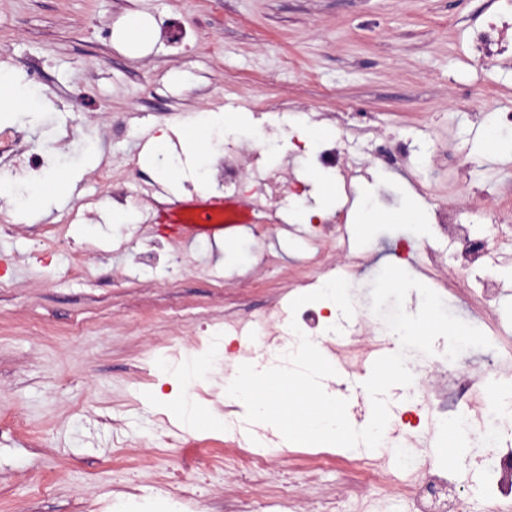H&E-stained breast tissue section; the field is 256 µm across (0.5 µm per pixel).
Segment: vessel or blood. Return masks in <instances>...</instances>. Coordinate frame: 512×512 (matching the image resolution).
<instances>
[{"mask_svg":"<svg viewBox=\"0 0 512 512\" xmlns=\"http://www.w3.org/2000/svg\"><path fill=\"white\" fill-rule=\"evenodd\" d=\"M218 212L225 214L224 223L213 222L212 216ZM165 221L174 225L178 234L191 238L204 234L212 238L229 235L234 228L252 223L253 218L244 213L235 197L224 196L175 202L167 208Z\"/></svg>","mask_w":512,"mask_h":512,"instance_id":"1","label":"vessel or blood"}]
</instances>
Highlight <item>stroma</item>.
Returning a JSON list of instances; mask_svg holds the SVG:
<instances>
[{
  "label": "stroma",
  "instance_id": "obj_1",
  "mask_svg": "<svg viewBox=\"0 0 512 512\" xmlns=\"http://www.w3.org/2000/svg\"><path fill=\"white\" fill-rule=\"evenodd\" d=\"M501 0H0V66L58 102L56 112L18 114L0 128L14 148L34 156L100 153L85 167L73 198L42 218L0 207V512H111L123 495L119 475L140 468L141 499L182 469L180 442L210 455L233 447L159 412L151 389L169 362L167 345L202 347L230 336L229 321L260 323L264 335L287 331L290 303L335 277L352 286L354 305L370 309V284L384 264L404 269L434 292L439 272L425 250L452 268L456 245L433 231L435 207L455 205L477 232L501 240L495 270L512 267V218L492 221L495 194L512 187V149L491 131L512 113V52L475 55L470 36ZM136 12L153 28L150 48L134 57L116 31ZM247 112L244 132L224 143L240 164L236 196L254 217L273 208L261 193L266 171L305 184L277 210L280 226L245 227L221 253L205 237L180 238L156 221L177 199L223 195L215 180L160 182L162 163L142 154L159 129L212 110ZM334 132L340 160L330 175L335 198L316 206L317 150L300 132ZM405 143V160L389 157ZM373 185L367 223L347 224L349 248H336L325 225L354 213L359 190ZM127 194L133 223L116 224L115 189ZM390 249L387 263L374 255ZM321 254L323 268L303 264ZM486 274L476 265L453 279L448 308L481 330L487 348L463 352L470 377L488 367L491 346L512 337V281L502 280L496 311L477 316ZM231 337V336H230ZM234 339V338H233ZM228 361L212 360L204 403L224 409V378L258 354L236 338ZM336 370L327 393L347 387L349 407L365 397L369 363ZM160 396L176 402L170 385ZM298 448H278L266 481L294 482L305 508L336 498L355 512L358 497L385 498L386 512H408L381 483L359 482L339 447L336 466L310 479Z\"/></svg>",
  "mask_w": 512,
  "mask_h": 512
}]
</instances>
